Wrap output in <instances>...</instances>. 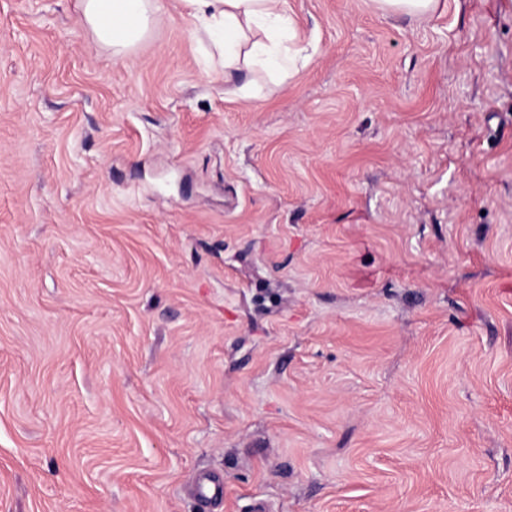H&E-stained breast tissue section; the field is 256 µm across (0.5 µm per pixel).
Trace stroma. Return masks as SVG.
Returning a JSON list of instances; mask_svg holds the SVG:
<instances>
[{"label": "stroma", "mask_w": 512, "mask_h": 512, "mask_svg": "<svg viewBox=\"0 0 512 512\" xmlns=\"http://www.w3.org/2000/svg\"><path fill=\"white\" fill-rule=\"evenodd\" d=\"M161 5L0 0V512H512V0ZM159 3V0H79V8L96 41L118 59L150 35L159 15ZM198 40L224 71L290 76L303 51L286 0H180ZM384 10L402 11L410 15H425L433 11L438 0H374Z\"/></svg>", "instance_id": "1"}]
</instances>
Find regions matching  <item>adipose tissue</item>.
Segmentation results:
<instances>
[{
  "mask_svg": "<svg viewBox=\"0 0 512 512\" xmlns=\"http://www.w3.org/2000/svg\"><path fill=\"white\" fill-rule=\"evenodd\" d=\"M198 40L227 70L290 75L301 54L285 0H181ZM96 41L121 58L152 32L159 0H79Z\"/></svg>",
  "mask_w": 512,
  "mask_h": 512,
  "instance_id": "obj_1",
  "label": "adipose tissue"
}]
</instances>
